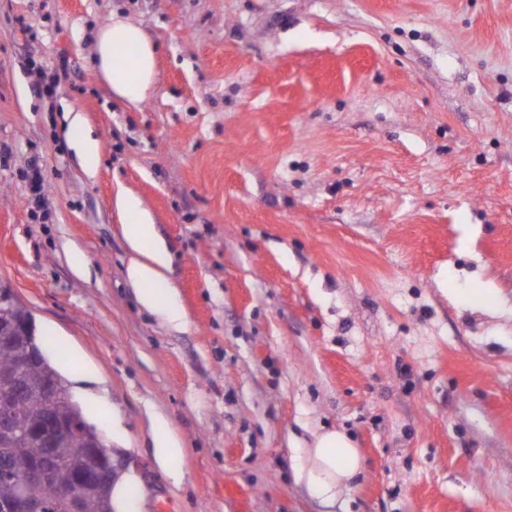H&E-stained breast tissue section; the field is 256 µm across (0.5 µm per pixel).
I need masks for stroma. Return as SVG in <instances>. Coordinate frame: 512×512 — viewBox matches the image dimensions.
Masks as SVG:
<instances>
[{"label": "stroma", "mask_w": 512, "mask_h": 512, "mask_svg": "<svg viewBox=\"0 0 512 512\" xmlns=\"http://www.w3.org/2000/svg\"><path fill=\"white\" fill-rule=\"evenodd\" d=\"M115 12L160 47L133 111L91 59ZM120 188L184 326L137 300ZM0 282L127 512H512V0H0ZM331 429L362 470L330 504L296 470ZM79 153L84 161L86 171L92 175L94 174L100 158V143L94 139L90 132L87 133L85 138L78 146ZM153 448L157 461L164 469L174 468L184 452L178 435L165 430L155 432Z\"/></svg>", "instance_id": "stroma-1"}]
</instances>
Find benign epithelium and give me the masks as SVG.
<instances>
[{"label":"benign epithelium","mask_w":512,"mask_h":512,"mask_svg":"<svg viewBox=\"0 0 512 512\" xmlns=\"http://www.w3.org/2000/svg\"><path fill=\"white\" fill-rule=\"evenodd\" d=\"M16 336L35 338L32 317L25 316L0 329V342H8ZM24 396V387L17 386L5 403L0 405V431L5 434H31L37 437L44 448V454L20 475L12 474L6 468L0 470V477L11 480L21 487L14 497L0 502V512H46L44 503L30 498L22 491V488L28 485L39 483L54 486L57 497L64 502L67 512H84L88 488L108 482L112 478L113 471L124 470L123 461L112 454V450L107 448L101 434L96 432L85 442V447L80 449V452L96 459L95 469L81 478L69 476L58 464L60 445L68 433V424L49 414L34 429L16 426L11 414L7 411V404L19 402Z\"/></svg>","instance_id":"benign-epithelium-1"}]
</instances>
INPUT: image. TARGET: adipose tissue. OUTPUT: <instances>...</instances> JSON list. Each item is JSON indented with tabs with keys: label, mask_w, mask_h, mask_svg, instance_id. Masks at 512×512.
Returning a JSON list of instances; mask_svg holds the SVG:
<instances>
[{
	"label": "adipose tissue",
	"mask_w": 512,
	"mask_h": 512,
	"mask_svg": "<svg viewBox=\"0 0 512 512\" xmlns=\"http://www.w3.org/2000/svg\"><path fill=\"white\" fill-rule=\"evenodd\" d=\"M157 52L136 21L117 13L94 32L97 70L113 97L130 109L140 108L156 89ZM114 205L134 253L128 276L137 288L140 305L169 323L184 325L186 316L177 305L176 290L166 275L170 255L163 244L154 241L148 212L135 196L122 190L117 191ZM306 456L307 465L299 477L326 503L335 502L342 491L352 489L361 471L359 450L343 430L315 436Z\"/></svg>",
	"instance_id": "adipose-tissue-1"
}]
</instances>
